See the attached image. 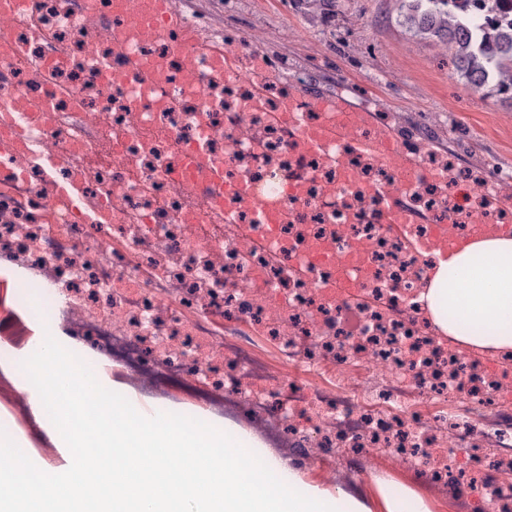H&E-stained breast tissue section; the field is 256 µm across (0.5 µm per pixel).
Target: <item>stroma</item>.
I'll return each instance as SVG.
<instances>
[{"label": "stroma", "mask_w": 512, "mask_h": 512, "mask_svg": "<svg viewBox=\"0 0 512 512\" xmlns=\"http://www.w3.org/2000/svg\"><path fill=\"white\" fill-rule=\"evenodd\" d=\"M194 22L217 39H248L279 71L264 90L288 91L296 82L345 96L364 110L366 122L412 140L420 152L452 158L456 167L500 186L512 200V100L489 98L448 78V54L432 39L409 32L394 0H338L318 18L308 0H176ZM263 441L284 458L312 457L309 476L346 490L371 488L373 478L402 480L432 512H483L477 491L429 480L412 462L392 468L384 450L354 453Z\"/></svg>", "instance_id": "obj_1"}]
</instances>
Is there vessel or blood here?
I'll return each instance as SVG.
<instances>
[{
  "label": "vessel or blood",
  "mask_w": 512,
  "mask_h": 512,
  "mask_svg": "<svg viewBox=\"0 0 512 512\" xmlns=\"http://www.w3.org/2000/svg\"><path fill=\"white\" fill-rule=\"evenodd\" d=\"M80 17L91 19L90 38H106L112 43V55L100 76L104 83L133 79L140 93L134 103L140 111H151L158 103L155 95H142V88H161L169 82L197 85L202 68L237 77L242 68H249L255 80L274 78L263 56L251 52L247 41L228 46L208 33L205 26L188 23L174 0H72ZM39 16V0H0V45L9 40L16 21L33 24ZM163 38L174 44L179 53L178 69H170L160 61L147 60L135 53V45ZM293 140L300 150L323 149L346 145L353 151L392 162L413 181L434 180L433 172L425 170L397 136L380 132L376 136L359 133L356 124L360 109L354 108L340 95L313 93L306 87L289 89L284 106ZM320 112L324 122L317 126L305 124L303 113ZM183 164L174 167L169 177L189 183L205 206H215L220 195H234L237 185L226 179L224 169L200 152L184 149ZM223 185V194H215V185ZM254 207L260 223L275 229L281 223L285 208L279 198L256 200ZM446 223L443 214L423 218L413 210L402 192L387 195L383 204V221L387 224Z\"/></svg>",
  "instance_id": "vessel-or-blood-1"
}]
</instances>
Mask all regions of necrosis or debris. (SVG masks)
I'll return each instance as SVG.
<instances>
[{
    "instance_id": "necrosis-or-debris-1",
    "label": "necrosis or debris",
    "mask_w": 512,
    "mask_h": 512,
    "mask_svg": "<svg viewBox=\"0 0 512 512\" xmlns=\"http://www.w3.org/2000/svg\"><path fill=\"white\" fill-rule=\"evenodd\" d=\"M39 14L71 49L63 64L46 67L38 35L21 21L0 49V65L13 73L0 100L23 96L44 70L52 93L51 111L13 119L22 164L0 181V267L40 288L68 335L155 397L178 392L210 412L272 405L278 433L296 434L303 419L315 448H382L395 467L428 459L434 478L484 492V512H512V466L500 455L512 447V378L467 362L421 321L429 259L413 242L436 227L390 233L369 192L375 184L401 189L413 209L438 213L442 185L404 183L360 153L295 152L279 99L252 104L245 73L232 81L204 75L192 91L164 90L160 110L133 111V85L101 80L111 49L87 40L67 0H40ZM185 144L249 190L284 195L297 181L303 194L287 197L286 211L299 220L267 241L242 210L236 222L248 235L229 232L220 211L169 180ZM49 151L64 157L51 174L38 161ZM90 156L98 160L91 169L83 164ZM63 178L81 182L88 206L104 208L102 221L79 222L63 207ZM496 210L492 195H467L447 213L448 231L468 235L473 216ZM153 211L163 222H144ZM315 244L335 252V265H285ZM352 254L362 275L356 301L334 288ZM228 315L251 335L225 332ZM257 332L269 335L278 363L259 355ZM354 359L379 376L382 392L349 373ZM300 371L310 383L294 382ZM454 435L469 441L473 463L450 471L442 460Z\"/></svg>"
}]
</instances>
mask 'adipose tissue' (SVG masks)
<instances>
[{
	"label": "adipose tissue",
	"mask_w": 512,
	"mask_h": 512,
	"mask_svg": "<svg viewBox=\"0 0 512 512\" xmlns=\"http://www.w3.org/2000/svg\"><path fill=\"white\" fill-rule=\"evenodd\" d=\"M419 301L436 335L453 338L469 351L512 358V234L478 235L461 244L448 258L428 267ZM64 384L81 385L103 407L123 415L132 401L114 396V386L75 368L45 379L36 405L50 402ZM187 419L173 420L140 413L138 430L143 458L160 447L223 448L216 466L217 481L196 486L186 481L161 486L145 482L114 497L107 512H430L425 500L399 481L375 482L369 494L328 487L285 461L246 431L210 425L191 431ZM242 485L256 493H239Z\"/></svg>",
	"instance_id": "1"
}]
</instances>
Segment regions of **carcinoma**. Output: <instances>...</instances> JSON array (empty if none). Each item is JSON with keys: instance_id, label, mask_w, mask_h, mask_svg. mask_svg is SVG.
<instances>
[{"instance_id": "obj_1", "label": "carcinoma", "mask_w": 512, "mask_h": 512, "mask_svg": "<svg viewBox=\"0 0 512 512\" xmlns=\"http://www.w3.org/2000/svg\"><path fill=\"white\" fill-rule=\"evenodd\" d=\"M407 27L436 41L451 61L450 79L488 97L512 96V19L498 15L495 0H400Z\"/></svg>"}]
</instances>
